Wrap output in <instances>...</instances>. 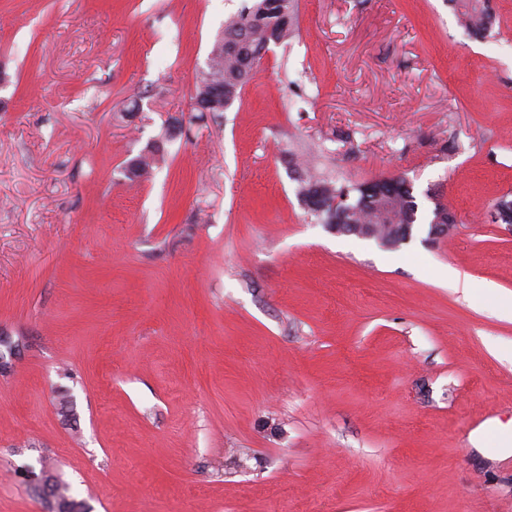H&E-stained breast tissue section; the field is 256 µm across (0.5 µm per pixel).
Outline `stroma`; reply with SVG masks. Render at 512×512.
I'll return each mask as SVG.
<instances>
[{
	"label": "stroma",
	"mask_w": 512,
	"mask_h": 512,
	"mask_svg": "<svg viewBox=\"0 0 512 512\" xmlns=\"http://www.w3.org/2000/svg\"><path fill=\"white\" fill-rule=\"evenodd\" d=\"M243 3L0 0V512H48L45 467L87 512H512L470 441L512 435V0L487 41L447 0H297L195 111ZM297 159L406 177L410 241L318 223ZM250 2L224 22L222 35L210 53L208 68L198 76L194 100L206 103V112L226 111L256 77L263 55L269 50L266 44L281 45L294 33L295 0ZM214 85L221 87V95L208 100Z\"/></svg>",
	"instance_id": "35a3bbf8"
}]
</instances>
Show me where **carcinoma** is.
Segmentation results:
<instances>
[{"mask_svg":"<svg viewBox=\"0 0 512 512\" xmlns=\"http://www.w3.org/2000/svg\"><path fill=\"white\" fill-rule=\"evenodd\" d=\"M448 3L469 34L481 39L492 36L494 23L489 0H448ZM296 9V0H250V4L230 16L212 48L208 68L198 76L195 102L205 104L208 112L226 111L256 77L257 68L268 51L266 44L281 45L292 37ZM294 173L297 196L305 206L318 189L327 201L344 196L353 200L350 205L340 204V212L333 213L329 208L310 209L323 224H373L379 233L390 235L394 225L417 221L418 204L413 186L405 178L395 181L393 198L372 200L366 205L369 183L340 184L335 177L313 174L306 168H296Z\"/></svg>","mask_w":512,"mask_h":512,"instance_id":"1","label":"carcinoma"}]
</instances>
